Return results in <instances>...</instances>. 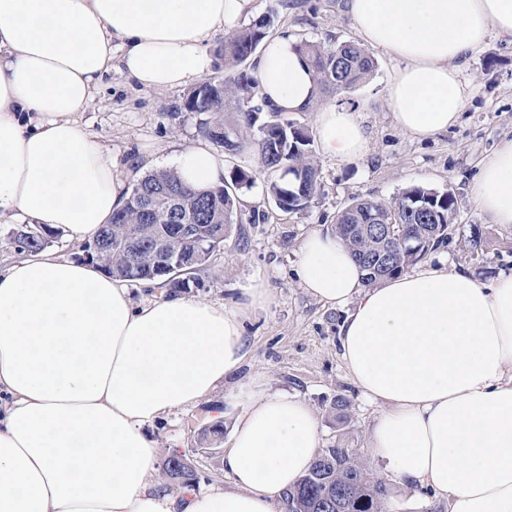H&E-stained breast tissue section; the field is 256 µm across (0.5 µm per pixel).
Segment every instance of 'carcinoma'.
I'll return each mask as SVG.
<instances>
[{
    "label": "carcinoma",
    "instance_id": "cac0c4a2",
    "mask_svg": "<svg viewBox=\"0 0 512 512\" xmlns=\"http://www.w3.org/2000/svg\"><path fill=\"white\" fill-rule=\"evenodd\" d=\"M269 23L261 19L224 35L217 54L224 59L221 74L211 77L213 85L199 86L189 93L184 108L205 112L201 133L213 144L233 154L248 150L262 169L278 174L267 183L266 193L283 212L304 209L320 188L318 165L307 130L280 119V112L254 103L256 80L245 62L267 37ZM296 49L310 62L321 88L348 92L369 79L376 68L371 53L352 41L336 44L300 42ZM234 103L239 120L224 123L228 103ZM255 177L235 168L224 183L196 187L172 171L146 174L135 185L112 222L82 247L85 260L104 271L134 282L159 281L171 292L199 284L197 273L204 270L215 252L223 246L238 212V191L253 187ZM153 205L152 217H144L146 205ZM176 204L182 223L190 234L176 238L167 212ZM455 200L451 192L416 185L404 189L389 201L358 199L336 215L332 232L349 249L364 272L367 287L407 272L428 253L448 241ZM386 229L380 241L362 233L374 222ZM57 232L40 225L24 224L9 232L18 253L43 252ZM391 251V264L374 259L381 245ZM224 427L216 422L201 433V441L211 448L223 437ZM165 460L162 480L183 490L194 487L196 475L189 464ZM346 497L342 512H386L388 490L367 465L349 448L321 451L306 473L283 493L285 512H322L315 509L325 484Z\"/></svg>",
    "mask_w": 512,
    "mask_h": 512
}]
</instances>
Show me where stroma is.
I'll use <instances>...</instances> for the list:
<instances>
[{"label": "stroma", "instance_id": "stroma-1", "mask_svg": "<svg viewBox=\"0 0 512 512\" xmlns=\"http://www.w3.org/2000/svg\"><path fill=\"white\" fill-rule=\"evenodd\" d=\"M252 7V20H269L273 35L287 30L297 41L325 44L358 38L343 0H253ZM374 58L376 69L366 82L347 93L321 95L322 103L343 102L358 111L369 144L353 160L317 154L321 187L305 209L286 213L268 199L269 176L257 172L253 154L224 156L226 169L256 171V181L239 193L237 230L225 238L200 273L199 286L189 293L221 304L239 318L247 356L208 399L164 416L151 429L159 458L175 450L190 458L197 490L232 486L223 447H202V430L218 421L232 430L248 397L261 392L303 399L318 417L321 448L352 449L374 473L384 475V463L368 446L380 408L365 401L341 357L338 330L347 311L315 298L296 273L303 240L331 230L337 213L353 200L388 201L413 185L450 191L456 198L453 231L441 253L483 282L512 270V226L493 223L471 195L484 160L512 140V37L487 33L460 71L471 91L457 121L422 140L402 132L385 104L397 60L380 52ZM187 96L184 90L139 89L115 68L79 120L111 152L117 170L144 175L181 149L204 143L200 124L205 117L185 110ZM475 224L482 230L483 246L474 253L465 240ZM256 286L263 288L265 302L245 305L247 289ZM340 396L350 401L342 423L331 414ZM388 488L390 512H448L447 501L424 486L392 481Z\"/></svg>", "mask_w": 512, "mask_h": 512}]
</instances>
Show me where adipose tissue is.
I'll list each match as a JSON object with an SVG mask.
<instances>
[{"instance_id": "obj_1", "label": "adipose tissue", "mask_w": 512, "mask_h": 512, "mask_svg": "<svg viewBox=\"0 0 512 512\" xmlns=\"http://www.w3.org/2000/svg\"><path fill=\"white\" fill-rule=\"evenodd\" d=\"M252 0H0V216L92 239L128 197V181L77 121L120 64L139 86L183 89L208 75L212 35ZM361 40L397 60L386 105L406 134L453 125L470 94L459 63L488 30L512 36V0H345ZM294 37L270 38L254 77L282 112H314L331 157L367 147L352 108L318 106ZM120 57H113V48ZM190 184L224 180L204 145L178 152ZM472 197L512 224V141L488 158ZM304 288L349 307L342 358L382 410L369 441L401 483L447 500L448 512H512V272L484 283L428 262L363 287L331 234L299 250ZM245 356L223 306L171 295L134 302L122 279L50 253L0 270V512H280L282 492L318 453V422L302 399L250 397L224 467L232 489L174 495L154 479L150 429L210 396Z\"/></svg>"}]
</instances>
